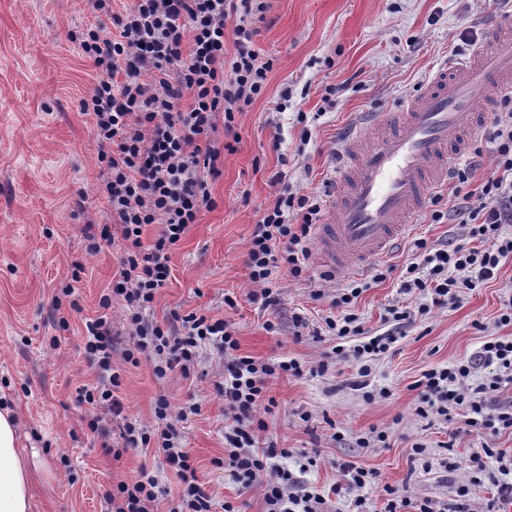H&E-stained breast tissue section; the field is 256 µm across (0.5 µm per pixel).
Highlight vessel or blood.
Here are the masks:
<instances>
[{"mask_svg": "<svg viewBox=\"0 0 512 512\" xmlns=\"http://www.w3.org/2000/svg\"><path fill=\"white\" fill-rule=\"evenodd\" d=\"M488 38L489 45L432 72L399 111L361 113V125L385 134L368 147L355 133L340 144L335 167L342 189L329 196L316 227L324 266L357 272L389 255L427 201L447 189L453 164L495 104L512 97V31Z\"/></svg>", "mask_w": 512, "mask_h": 512, "instance_id": "b4317fda", "label": "vessel or blood"}]
</instances>
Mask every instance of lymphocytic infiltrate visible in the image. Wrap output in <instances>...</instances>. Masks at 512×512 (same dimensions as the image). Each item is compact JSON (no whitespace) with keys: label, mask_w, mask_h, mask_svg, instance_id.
Masks as SVG:
<instances>
[{"label":"lymphocytic infiltrate","mask_w":512,"mask_h":512,"mask_svg":"<svg viewBox=\"0 0 512 512\" xmlns=\"http://www.w3.org/2000/svg\"><path fill=\"white\" fill-rule=\"evenodd\" d=\"M87 2L93 13L111 17L114 27L108 37L99 26H88L77 41L82 55L99 71L82 108L92 119L97 161L107 172L99 191L109 204L112 224L103 227L101 237H121L123 246L119 273L100 299L101 311L84 319L81 330L86 357L97 373L95 385L80 388L77 395L93 409L86 426L91 433H102L106 413L121 411L113 394L117 377L112 370L110 314L112 300L118 297L127 308L132 340L124 351L127 362L147 359L162 378L175 370L189 373L202 347H212L223 357L224 381L218 392L224 399L226 456L214 459V466L229 467L241 487L262 485L265 512H328L323 495L299 487L280 465L285 450L263 437L261 408L269 378L300 375V364L240 355L234 328L221 319L175 312L160 323L148 315L158 289L171 275L173 250L201 212L214 205L210 183L220 173L221 156L234 149L231 142L214 140L216 129L233 133L237 114L266 87L271 63L264 60L254 38L269 9L268 0H133L122 15L113 12L112 0ZM219 116L224 119L220 125L215 122ZM490 125L489 138L496 145L491 171L476 189H468L482 155L481 148H474L472 158L452 174L457 204L431 212L433 223L457 225L465 243L451 239L434 247L416 241L421 260L402 268L399 292L416 295L417 308H390V328L361 340L358 317L346 307L357 301L367 283L354 280L336 301L338 315L325 320L340 340L336 353L358 361L359 378L353 387L368 397H390L387 388L370 389V363L389 351L407 324L431 309L457 306L464 291L496 278L501 262L512 257V236L502 232L504 225L512 224V98L501 100ZM320 212L317 198L291 193L277 196L265 211L248 247L249 279L255 286L251 302L277 308L280 274L306 278L312 229ZM154 224L159 230L151 244H144L142 236ZM115 225L120 228L116 234L111 231ZM353 336L359 337V344L344 347V339ZM482 367L488 368V375L472 382L473 373ZM511 384L512 339H492L470 357L423 373L415 383V413L423 419L437 415L449 421L459 412L469 430L495 436L512 430V404L497 402ZM198 411L193 403L175 411L166 398H159L153 424L126 423L124 446L112 451L118 458L127 448L154 447L182 484L169 512H214L215 502L199 481L177 428ZM489 458L496 460L499 476L491 481L496 494L487 499L484 512H495L498 501L512 500V458L487 447L470 459V483L455 487L453 512H471L472 489L480 485ZM343 475L346 489L356 493L353 512H367L363 490L374 485L386 497L385 512H437L432 501L401 494L382 482L375 470L347 464ZM158 498V476L144 467L135 479L118 483L106 500L107 512H155Z\"/></svg>","instance_id":"obj_1"}]
</instances>
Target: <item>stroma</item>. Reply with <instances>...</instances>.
<instances>
[{
  "instance_id": "obj_1",
  "label": "stroma",
  "mask_w": 512,
  "mask_h": 512,
  "mask_svg": "<svg viewBox=\"0 0 512 512\" xmlns=\"http://www.w3.org/2000/svg\"><path fill=\"white\" fill-rule=\"evenodd\" d=\"M255 43L272 68L262 95L236 117L238 141L224 155L211 184L215 201L202 211L171 257L172 275L150 314L164 321L171 312L203 313L232 323L240 352L262 361L295 359L297 376L271 378L275 404L265 413L266 439L287 450L281 464L300 486L326 495L331 512H350L353 493L343 490L340 464L378 471L412 498L429 499L445 512L455 486L468 481V460L482 446L512 456V431L495 436L462 433V419L415 416L412 388L428 369L466 358L492 338L512 337L501 325L503 302L512 296V260L499 277L465 294L453 308L435 309L410 323L392 350L371 364V386L388 387L390 398H367L350 386L355 361H337V339L325 326L337 312L333 302L345 278L324 281L326 269L311 259V280L281 276V304L263 309L248 301L247 248L256 222L286 192L325 198L335 190L333 159L342 136L360 112H391L416 95L432 66L467 52L458 33L488 29L492 21L476 0H270ZM86 0H0V405L16 414L17 436L31 478L30 512H105L106 497L141 467L158 472V512H169L180 484L161 469L153 450L124 451L126 422L153 424L164 397L172 409L198 404L199 414L180 422L184 446L197 475L216 503L236 512H263V486L234 483L215 468L224 455V399L220 357L207 350L189 376L172 371L157 378L148 361L123 357L129 348L125 308L112 302L114 390L122 405L105 432L91 434L77 391L96 381L77 333L81 317L60 329L51 318L52 297L85 271L77 285L81 316L96 314L99 300L119 269L120 248L102 242L112 216L98 192L101 170L90 121L80 102L97 72L69 38L94 24ZM306 121H298V113ZM281 181H274L275 173ZM449 224H419L392 254L365 270L385 274L353 306L367 334L387 330V309L398 299L399 270L411 244L447 240ZM100 244L91 253L92 244ZM236 294V308L224 297ZM305 324L294 327L291 315ZM280 332L266 331L274 317ZM57 346H50V339ZM327 362V372L317 369ZM309 413L303 422L301 413ZM387 434L385 445L358 447L371 431ZM425 444L431 468L412 460L413 442ZM455 468H446V461Z\"/></svg>"
}]
</instances>
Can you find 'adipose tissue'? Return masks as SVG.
<instances>
[{"mask_svg":"<svg viewBox=\"0 0 512 512\" xmlns=\"http://www.w3.org/2000/svg\"><path fill=\"white\" fill-rule=\"evenodd\" d=\"M30 475L24 465L13 412L0 407V512H29Z\"/></svg>","mask_w":512,"mask_h":512,"instance_id":"1","label":"adipose tissue"}]
</instances>
